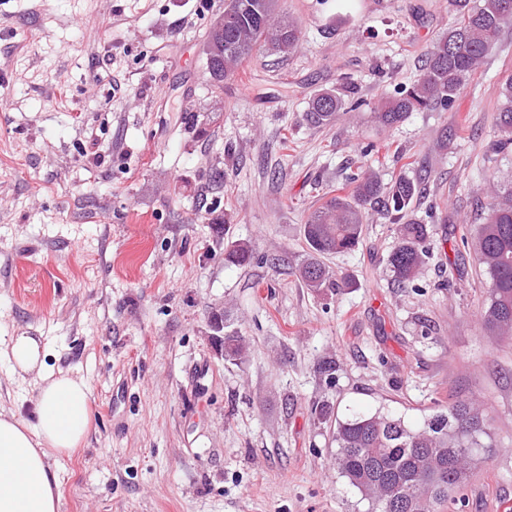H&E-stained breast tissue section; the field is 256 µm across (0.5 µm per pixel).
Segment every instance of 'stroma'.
Listing matches in <instances>:
<instances>
[{
    "label": "stroma",
    "instance_id": "obj_1",
    "mask_svg": "<svg viewBox=\"0 0 512 512\" xmlns=\"http://www.w3.org/2000/svg\"><path fill=\"white\" fill-rule=\"evenodd\" d=\"M223 9L0 0V347L39 337L90 389L85 443L52 460L60 512H366L336 469L337 421L415 427L471 397L489 435L451 510L512 512V345L479 326L488 281L459 245L488 181L512 179L489 148L512 26L452 111L384 128L368 105L413 81L448 0H279L297 50L261 52L217 95L203 46ZM345 86L366 107L309 125L310 99ZM349 167L421 181L415 219L437 209L446 246L415 287L394 284L397 227L374 211L324 259L342 288L299 279L300 226ZM234 242L249 265L225 262ZM216 311L243 363L214 354ZM33 394L0 363L1 407L30 418Z\"/></svg>",
    "mask_w": 512,
    "mask_h": 512
}]
</instances>
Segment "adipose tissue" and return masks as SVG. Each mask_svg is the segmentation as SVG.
I'll use <instances>...</instances> for the list:
<instances>
[{"label": "adipose tissue", "instance_id": "ef3b65f1", "mask_svg": "<svg viewBox=\"0 0 512 512\" xmlns=\"http://www.w3.org/2000/svg\"><path fill=\"white\" fill-rule=\"evenodd\" d=\"M35 337H11L4 352L14 378H33V418L0 407V512H58L61 491L54 456L79 447L89 429V388L79 377L49 367Z\"/></svg>", "mask_w": 512, "mask_h": 512}]
</instances>
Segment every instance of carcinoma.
Wrapping results in <instances>:
<instances>
[{
	"label": "carcinoma",
	"instance_id": "carcinoma-1",
	"mask_svg": "<svg viewBox=\"0 0 512 512\" xmlns=\"http://www.w3.org/2000/svg\"><path fill=\"white\" fill-rule=\"evenodd\" d=\"M453 21L428 51L411 87L373 107L384 127L403 123L413 112H446L454 107L471 77L483 66L512 22V0H448ZM301 27L278 13V0H225L224 39L211 37L219 67L207 62L215 87L232 79L239 66L260 48L292 53ZM359 100L323 90L311 100L307 120L327 126L342 113L355 112ZM493 151L512 148V71L500 83L494 121ZM347 196L325 192L308 212L301 234L309 254L299 277L313 292L341 287L320 257L354 250L361 241L366 212L376 210L398 225L401 241L389 256L392 278L407 287L419 277L431 255L430 225L405 217L420 193L419 184L400 178L384 185L368 172H350ZM474 259L489 280V296L479 320L484 330L512 343V185L491 187L474 242ZM252 254L244 245L225 251L224 260L245 265ZM488 435L484 406L477 400L456 401L435 410L412 428L404 420L381 413H355L336 425V469L368 502V512H444L454 494L473 476L482 437Z\"/></svg>",
	"mask_w": 512,
	"mask_h": 512
}]
</instances>
